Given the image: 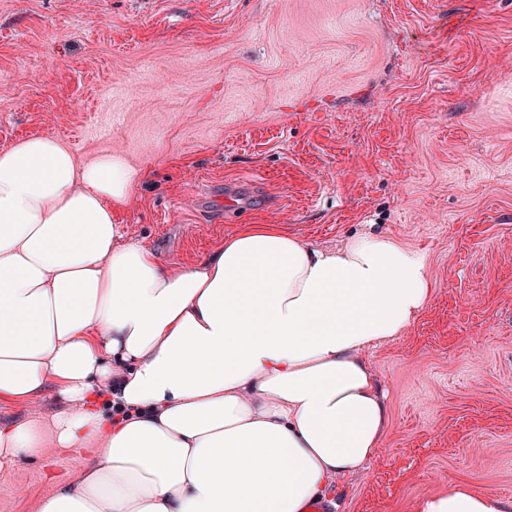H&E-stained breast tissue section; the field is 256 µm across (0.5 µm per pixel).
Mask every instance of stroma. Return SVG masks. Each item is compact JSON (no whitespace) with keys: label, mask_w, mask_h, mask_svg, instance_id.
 Here are the masks:
<instances>
[{"label":"stroma","mask_w":512,"mask_h":512,"mask_svg":"<svg viewBox=\"0 0 512 512\" xmlns=\"http://www.w3.org/2000/svg\"><path fill=\"white\" fill-rule=\"evenodd\" d=\"M33 136L141 167L120 222L174 268L244 224L424 252L429 304L366 352L383 444L329 497L512 502V0H0V150ZM73 467L1 468L0 512Z\"/></svg>","instance_id":"1"}]
</instances>
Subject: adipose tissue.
Instances as JSON below:
<instances>
[{
	"label": "adipose tissue",
	"mask_w": 512,
	"mask_h": 512,
	"mask_svg": "<svg viewBox=\"0 0 512 512\" xmlns=\"http://www.w3.org/2000/svg\"><path fill=\"white\" fill-rule=\"evenodd\" d=\"M141 176L50 137L0 150V402L30 412L0 421V466L72 455L38 512H307L382 444L364 353L429 303L427 260L383 234L330 251L244 224L173 270L118 222ZM413 512L512 502L460 483Z\"/></svg>",
	"instance_id": "1"
}]
</instances>
